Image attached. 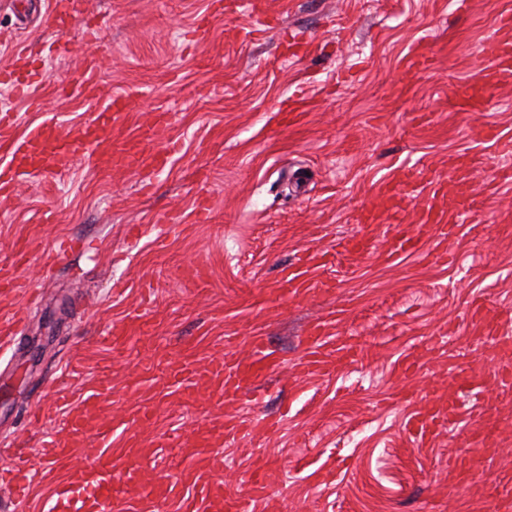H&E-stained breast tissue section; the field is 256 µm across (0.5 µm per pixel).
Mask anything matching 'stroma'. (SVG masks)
I'll return each mask as SVG.
<instances>
[{
	"mask_svg": "<svg viewBox=\"0 0 512 512\" xmlns=\"http://www.w3.org/2000/svg\"><path fill=\"white\" fill-rule=\"evenodd\" d=\"M64 31L45 18L67 0H0V69L17 52L40 70L30 98L0 83V109L16 117L15 132L50 119L74 135L102 104L59 97L85 64L99 68L106 92L125 97L128 128L152 113L173 116L176 155L160 174L113 171L102 176L81 160L13 197H0V260L26 248L19 274L30 294L18 343L0 355V467L15 453L29 456L36 479L28 497L0 487V512H41L65 477L43 454L65 414L85 389L108 382L100 422L138 404L126 380L136 349L113 353L102 338L133 307L148 313L152 341L177 356L193 346L198 358L226 348L246 352L263 337L281 361L258 385L254 417L277 418L255 438L225 444L222 475L244 491L254 458L274 472L268 497L253 512H492L486 477L512 479V396L492 385L497 366L466 321L472 299L512 308V181L502 180L512 151L481 136L482 127L512 138V79L477 112L450 107L454 92L488 73L482 43L496 31L512 0H275L277 28L257 29L246 8L217 12L213 0H84ZM210 35L195 40L198 18ZM68 56L51 58L55 39ZM429 42L432 65L404 73L403 57ZM308 101L293 124L279 115L296 96ZM426 167L423 187L403 204L413 223L434 192L474 200L477 213L454 225L446 258L423 251L388 260L381 247L356 260L318 270L334 279L333 294L266 305L277 280L305 251L331 249L357 232L356 212L383 208L380 186ZM208 199L205 222L193 219ZM170 229L157 237L154 226ZM80 241L67 262L54 263L61 239ZM202 268L206 288L189 281ZM333 317L336 337H357L360 360L330 377L299 370L310 323ZM452 327L446 352L425 354L421 369L400 378L409 348ZM459 358L463 375L449 373ZM486 381L478 413L504 420V455L457 491L449 458L465 453V425L431 448L416 447L403 422L418 394L465 396V378ZM413 396L394 400L400 388ZM157 414L138 429L143 441L188 429L196 412L163 388L147 394ZM45 418L28 423L27 410Z\"/></svg>",
	"mask_w": 512,
	"mask_h": 512,
	"instance_id": "stroma-1",
	"label": "stroma"
}]
</instances>
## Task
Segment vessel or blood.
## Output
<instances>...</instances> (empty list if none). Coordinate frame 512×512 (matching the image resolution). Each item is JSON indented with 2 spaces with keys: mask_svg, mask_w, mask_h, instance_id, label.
I'll use <instances>...</instances> for the list:
<instances>
[{
  "mask_svg": "<svg viewBox=\"0 0 512 512\" xmlns=\"http://www.w3.org/2000/svg\"><path fill=\"white\" fill-rule=\"evenodd\" d=\"M484 53L494 69L493 74L481 77L465 86L461 103L477 111L497 92V81L512 76V15H501L497 31L484 46ZM63 94H82L90 98L106 97L107 103L89 125L77 135L63 134L58 125L46 120L17 137L11 132L14 118L10 112L0 113V153L10 157V165L0 170V194L8 195L15 187L36 177H51L61 173L75 158L97 163V144L104 136H111L112 148L105 163L106 169L163 170L170 162V151L151 152L150 144L163 140L172 125L168 112L155 113L150 122L139 125L131 139L115 137L114 132L127 117L126 102L119 96L105 95L95 66L84 68L75 81L62 89ZM471 204L456 197H439L421 212L415 223L396 225L393 234L386 237V255L416 251L422 245V233L428 225H435L440 238H447L448 226L469 212ZM357 234L338 239L333 249L315 251L291 265L280 277L272 295L287 301L310 294H329L335 288L333 280H314L310 271L331 265L336 258L351 259L363 253L380 221L373 211L366 210L358 218ZM17 263L0 265V324L10 326L17 319L12 309L22 284L17 276ZM471 326L477 336L488 345L499 365L496 381L505 387L512 385V311L472 301L468 309ZM145 312L131 310L121 324L111 326L104 336L113 348L125 349L136 344L144 352L130 374L126 389L136 394L155 385H163L177 397L180 406L199 409L193 425L184 431L165 433L151 444L129 438L120 457L97 453L79 460L75 451L84 447L89 437L109 441L111 427L92 428L91 421L98 414L107 384H99L83 396L68 411L60 435L48 444L45 453L52 462L65 465L67 476L43 506V512H126L135 506L137 512H160L174 492L173 483L166 480L148 481L143 477L145 466L155 449L173 448L183 458L200 462L190 479L194 493L183 499L181 512H246L247 501H260L271 483V469L266 460L255 459L245 482L247 497L227 491L220 474L223 464L221 449L225 441L234 439L248 428L250 421L239 414L246 394L257 383L274 373L280 361L261 338H253L247 354L228 351L209 359L196 358L191 351H183L177 358L154 346L147 335ZM447 334L441 333L424 343L422 351L408 352L397 367L399 376L414 373L421 364L420 354L445 350ZM359 344L342 342L331 334V322L322 319L312 324L304 340L301 370L306 374L330 376L337 364H351L358 360ZM469 419L473 422L470 441L477 456L476 462L493 463L501 451L497 441L499 425L490 417L477 414L467 398L451 397L443 403L433 399L416 408L405 423L417 447H433L448 425ZM486 500L496 512H512V484L488 479L484 487Z\"/></svg>",
  "mask_w": 512,
  "mask_h": 512,
  "instance_id": "b4317fda",
  "label": "vessel or blood"
}]
</instances>
